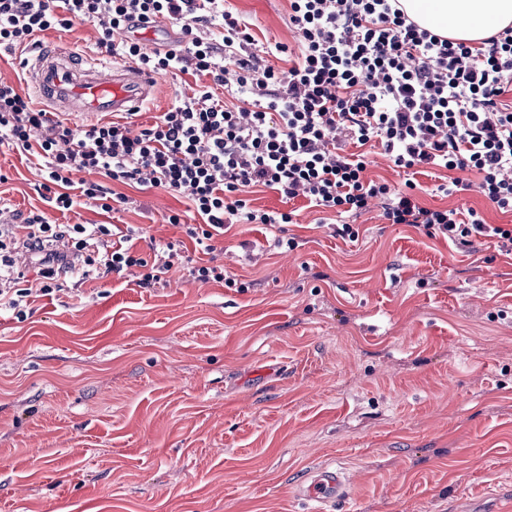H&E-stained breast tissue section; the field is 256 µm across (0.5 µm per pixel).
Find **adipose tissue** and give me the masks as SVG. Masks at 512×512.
I'll return each mask as SVG.
<instances>
[{"label":"adipose tissue","mask_w":512,"mask_h":512,"mask_svg":"<svg viewBox=\"0 0 512 512\" xmlns=\"http://www.w3.org/2000/svg\"><path fill=\"white\" fill-rule=\"evenodd\" d=\"M405 8L421 26L466 42L512 23V0H405Z\"/></svg>","instance_id":"adipose-tissue-1"}]
</instances>
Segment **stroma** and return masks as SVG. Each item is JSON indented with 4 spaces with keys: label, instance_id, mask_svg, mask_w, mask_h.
<instances>
[{
    "label": "stroma",
    "instance_id": "obj_1",
    "mask_svg": "<svg viewBox=\"0 0 512 512\" xmlns=\"http://www.w3.org/2000/svg\"><path fill=\"white\" fill-rule=\"evenodd\" d=\"M224 5L260 43L300 54L288 0ZM97 39L88 22L40 36L90 60ZM195 89L192 74L159 73L130 130ZM0 174L12 204L0 225L32 211L134 224L146 259L167 242L199 256L186 198L123 185L118 210L61 212L39 194L33 155L0 146ZM447 175H416L422 202L512 222L477 172L469 190L435 196ZM244 197L293 212L298 248L236 224L213 240L225 282L180 268L141 288L134 267L31 296L23 320L0 305V512H310L295 493L325 464L348 475L340 512H497L512 493V254L386 223L375 201L350 242L303 198Z\"/></svg>",
    "mask_w": 512,
    "mask_h": 512
}]
</instances>
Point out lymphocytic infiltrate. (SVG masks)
I'll use <instances>...</instances> for the list:
<instances>
[{
    "label": "lymphocytic infiltrate",
    "mask_w": 512,
    "mask_h": 512,
    "mask_svg": "<svg viewBox=\"0 0 512 512\" xmlns=\"http://www.w3.org/2000/svg\"><path fill=\"white\" fill-rule=\"evenodd\" d=\"M289 22L301 57L280 69L265 55H289L288 46L262 47L224 0H0V50L37 46L40 34L74 23L99 30L96 51L148 72L188 71L224 82V64L238 69L236 91L246 107H230L211 89L176 99L139 133L97 120L72 131L51 119L31 96L0 83V144L36 151L45 171L43 198L69 210L85 199L111 211L127 203L115 185L162 188L186 197L203 224L187 228L197 245L235 224H288L287 212L250 208L244 189L264 186L287 199L345 216L336 236L355 239L350 217L370 199L384 202V218L442 235L467 246L478 237L512 245V224H490L476 209L423 205L412 179L398 186L365 180L364 154H342L345 141L381 143L397 168L453 171L437 193L466 190L462 175L482 174V195L512 214V106L501 96L512 88V25L482 41L455 40L420 26L402 0H289ZM168 22L179 31L173 51L145 52L138 39L114 41L133 24ZM80 182H73V174ZM78 187L72 196L70 187ZM139 228L127 227L112 243L107 224H53L30 213L0 226V299L25 318L33 291L61 290L73 277L105 278L142 268L140 287L151 288L182 250L167 244L148 260L131 252ZM25 250L37 264L38 288L26 287L13 254Z\"/></svg>",
    "instance_id": "obj_1"
}]
</instances>
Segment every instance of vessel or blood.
<instances>
[{
	"label": "vessel or blood",
	"instance_id": "obj_1",
	"mask_svg": "<svg viewBox=\"0 0 512 512\" xmlns=\"http://www.w3.org/2000/svg\"><path fill=\"white\" fill-rule=\"evenodd\" d=\"M27 80L54 112L85 118L137 111L156 84L154 76L136 66L83 62L62 51L36 53ZM347 486L343 468L323 465L311 471L297 495L324 508L341 500Z\"/></svg>",
	"mask_w": 512,
	"mask_h": 512
}]
</instances>
